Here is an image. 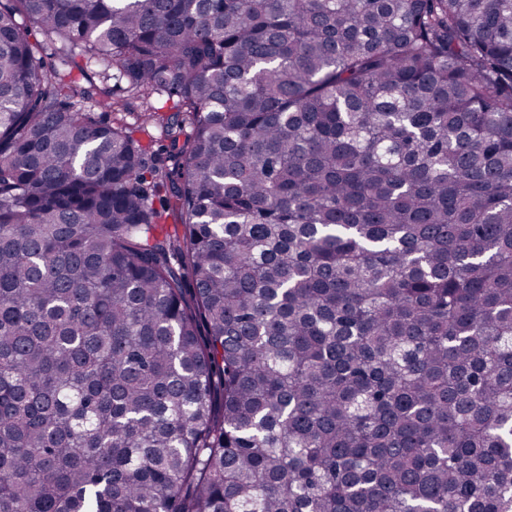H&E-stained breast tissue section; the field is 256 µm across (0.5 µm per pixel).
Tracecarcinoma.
<instances>
[{"label": "carcinoma", "mask_w": 512, "mask_h": 512, "mask_svg": "<svg viewBox=\"0 0 512 512\" xmlns=\"http://www.w3.org/2000/svg\"><path fill=\"white\" fill-rule=\"evenodd\" d=\"M0 512H512V0L0 3ZM103 75H91V81L89 82L87 79L80 78V85L85 88L93 89L95 88H103L107 87L111 90L112 98H122L127 102V112H124L119 115L113 114L106 107V105L102 102L103 99H108L106 96H100L98 94H94L93 99L86 100L83 102V107L85 110L89 111L93 117L97 120L112 122L113 118H122L124 123L137 129V127L142 123V116L145 110L147 109L146 104L143 103L142 99L137 98L136 96L130 95L125 89V85L116 84L114 80H106V78L102 77ZM94 86V87H93Z\"/></svg>", "instance_id": "carcinoma-1"}]
</instances>
